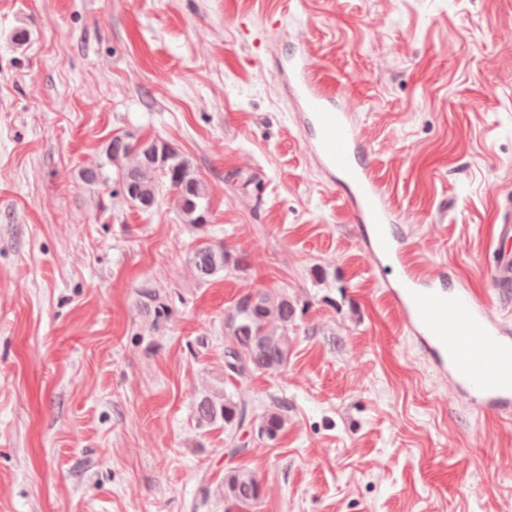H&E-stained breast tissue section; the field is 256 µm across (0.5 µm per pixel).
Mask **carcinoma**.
<instances>
[{
  "instance_id": "carcinoma-1",
  "label": "carcinoma",
  "mask_w": 512,
  "mask_h": 512,
  "mask_svg": "<svg viewBox=\"0 0 512 512\" xmlns=\"http://www.w3.org/2000/svg\"><path fill=\"white\" fill-rule=\"evenodd\" d=\"M107 162L117 168L119 185L124 198L143 212L158 203L159 193H171L184 221L198 231L189 262L202 281H208L224 270L242 264V259L230 253L221 242L206 234L209 210L206 192L192 162L160 139L141 140L133 136L116 135L106 143ZM136 157L133 165L122 161ZM83 182L103 187L110 177L103 165L86 167L81 172ZM142 308L155 320H168L173 309L151 287L139 291ZM297 320V305L288 295L270 290H256L240 296L224 316L225 375L246 383L254 374L272 372L288 362L290 330ZM288 406L256 403L249 398L224 390L203 394L196 400L195 414L200 423H224L227 439L233 451L240 452L237 434L251 426L258 437L272 441L288 422ZM261 484L258 477L243 468H234L224 475V500L230 506L248 512L259 500Z\"/></svg>"
}]
</instances>
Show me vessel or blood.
<instances>
[{
    "instance_id": "b4317fda",
    "label": "vessel or blood",
    "mask_w": 512,
    "mask_h": 512,
    "mask_svg": "<svg viewBox=\"0 0 512 512\" xmlns=\"http://www.w3.org/2000/svg\"><path fill=\"white\" fill-rule=\"evenodd\" d=\"M304 55L282 67L313 133L308 151L328 171L354 187L347 199L352 218L372 229V251L399 282L388 297L418 338L433 366L481 412L512 414V335L487 313L473 289L451 292L436 275L416 272L409 246L393 233L396 214L366 158L351 116L333 91L318 84Z\"/></svg>"
}]
</instances>
